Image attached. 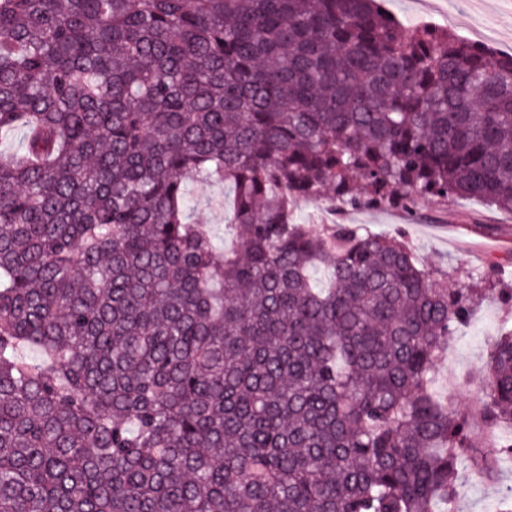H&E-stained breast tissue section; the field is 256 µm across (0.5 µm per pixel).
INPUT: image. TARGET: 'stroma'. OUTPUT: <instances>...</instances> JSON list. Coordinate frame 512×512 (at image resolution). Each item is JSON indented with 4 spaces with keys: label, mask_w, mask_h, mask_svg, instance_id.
<instances>
[{
    "label": "stroma",
    "mask_w": 512,
    "mask_h": 512,
    "mask_svg": "<svg viewBox=\"0 0 512 512\" xmlns=\"http://www.w3.org/2000/svg\"><path fill=\"white\" fill-rule=\"evenodd\" d=\"M389 14L409 24L447 27L472 39L476 30L496 32L493 50L512 53V0H444L440 9L427 10L422 0H383ZM230 186L191 181V218L224 240V210L220 200L230 199ZM419 218L410 219L398 210L358 208L330 210L322 201H303L296 214L311 231L330 223L358 224L377 233L404 230L421 265L430 272L447 271L457 284L469 282L472 272L492 273L494 264L512 265V212L488 206L476 198H457L448 203L422 200ZM512 325V301L486 298L470 324L443 355L439 373L456 379L479 371L498 329ZM512 487V459L499 462L497 474L486 483L466 484L459 503L462 512H492L499 496Z\"/></svg>",
    "instance_id": "obj_1"
}]
</instances>
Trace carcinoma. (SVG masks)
<instances>
[{
    "instance_id": "carcinoma-1",
    "label": "carcinoma",
    "mask_w": 512,
    "mask_h": 512,
    "mask_svg": "<svg viewBox=\"0 0 512 512\" xmlns=\"http://www.w3.org/2000/svg\"><path fill=\"white\" fill-rule=\"evenodd\" d=\"M0 512H448L512 456L490 289L302 200L512 212V54L381 0H0ZM234 190L216 245L188 180ZM22 347L42 360L19 359ZM506 322L512 326V301L490 295L439 362V390L448 395L461 410L469 409L477 402L481 388L475 384L468 389H460L456 381L481 369L498 329ZM448 368L455 379V385L452 386H448L442 377L443 373L448 375Z\"/></svg>"
}]
</instances>
